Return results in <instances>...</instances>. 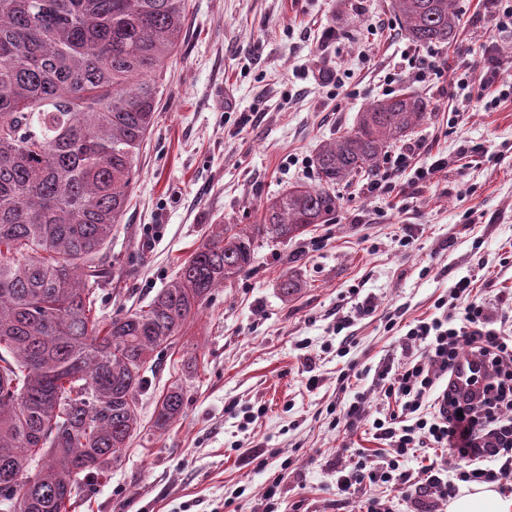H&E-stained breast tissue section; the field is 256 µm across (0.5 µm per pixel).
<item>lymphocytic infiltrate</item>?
I'll use <instances>...</instances> for the list:
<instances>
[{"label":"lymphocytic infiltrate","instance_id":"1","mask_svg":"<svg viewBox=\"0 0 512 512\" xmlns=\"http://www.w3.org/2000/svg\"><path fill=\"white\" fill-rule=\"evenodd\" d=\"M471 278L457 280L451 288L452 304L441 316L415 321L401 338L407 359L400 371L384 365L378 372L380 389L394 398L397 408L373 427L387 441L391 460L381 470L358 465L336 479L340 493L381 482L400 487L411 483L399 461L410 452L432 446L449 459L474 462L468 478L493 480L485 460L512 453V337L493 329L484 300L473 297ZM425 346L419 358L413 351ZM483 358L490 371L483 388L460 396L453 374L461 350Z\"/></svg>","mask_w":512,"mask_h":512}]
</instances>
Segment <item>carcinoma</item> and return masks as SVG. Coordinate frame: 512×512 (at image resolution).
Wrapping results in <instances>:
<instances>
[{
	"label": "carcinoma",
	"instance_id": "carcinoma-1",
	"mask_svg": "<svg viewBox=\"0 0 512 512\" xmlns=\"http://www.w3.org/2000/svg\"><path fill=\"white\" fill-rule=\"evenodd\" d=\"M187 0H0V505L70 512L140 428L153 354L173 344L213 290L249 270L258 238L292 240L336 213L335 186L375 173L432 111L413 94L380 99L320 146L318 184L261 205L258 224H216L178 275L104 324L91 257L129 205L135 160L159 109ZM417 45L457 30L455 0H392ZM304 287L279 283L288 299ZM160 395L153 427L182 414Z\"/></svg>",
	"mask_w": 512,
	"mask_h": 512
}]
</instances>
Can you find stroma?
I'll return each mask as SVG.
<instances>
[{"label": "stroma", "instance_id": "1", "mask_svg": "<svg viewBox=\"0 0 512 512\" xmlns=\"http://www.w3.org/2000/svg\"><path fill=\"white\" fill-rule=\"evenodd\" d=\"M455 7L454 40L421 48L391 0H189L131 204L94 259L103 320L147 305L212 225L258 223L267 196L316 184L317 149L372 102L408 90L433 110L406 138L412 167L394 191H369L367 175L337 185L330 221L261 244L251 268L155 352L139 433L72 512H359L371 497L411 512V487L336 490L338 470L388 460L373 422L395 403L380 395L377 367L403 362L405 324L438 316L464 276L512 335V99L489 110L478 94L487 60L512 66V36L493 30L481 0ZM405 53L436 57L439 72L409 67L385 84ZM438 155L447 168L415 182ZM289 272L305 286L287 300L278 284ZM364 302L372 313L356 315ZM341 314L354 344L336 332ZM174 383L183 414L156 431V401ZM359 392L366 415L349 436L336 413ZM245 408L259 412L246 427ZM255 451L265 467L249 462Z\"/></svg>", "mask_w": 512, "mask_h": 512}]
</instances>
